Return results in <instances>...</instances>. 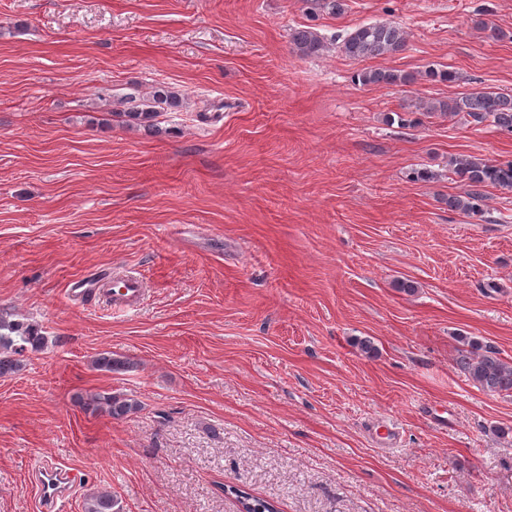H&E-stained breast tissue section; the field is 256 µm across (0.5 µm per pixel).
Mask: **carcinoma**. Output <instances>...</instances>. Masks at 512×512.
Returning a JSON list of instances; mask_svg holds the SVG:
<instances>
[{"mask_svg":"<svg viewBox=\"0 0 512 512\" xmlns=\"http://www.w3.org/2000/svg\"><path fill=\"white\" fill-rule=\"evenodd\" d=\"M311 10H322L340 16L347 7L346 0H306ZM292 52L300 59L319 57L329 50L327 42L310 26H300L290 34ZM407 46L406 31L395 22L362 24L340 37L339 50L354 61L393 56ZM355 81L364 86L398 87L415 81L416 76L395 70H361L354 75ZM183 99L169 86H156L144 99L142 107L133 106L123 113L131 126H152L163 112L180 108ZM426 115L457 116L465 114L476 126L489 124L498 132L512 136V93L488 88L468 93L448 101L430 102L423 106ZM466 186L461 195L448 198V208L467 215L483 213V188L494 185L512 190V160L491 161L468 156L449 168ZM46 338L34 328L0 316V376L15 373L21 364L15 355L30 347L42 348ZM457 363L466 377L479 389L489 394L512 392V363L507 362L491 349L479 351L477 343L461 351ZM95 366L112 372L127 368L124 361L105 352L95 360ZM83 406L93 412L104 411L113 418L127 416L138 409L130 399L112 394H95L83 400ZM84 512H122L120 502L110 493L101 491L85 499Z\"/></svg>","mask_w":512,"mask_h":512,"instance_id":"cac0c4a2","label":"carcinoma"}]
</instances>
